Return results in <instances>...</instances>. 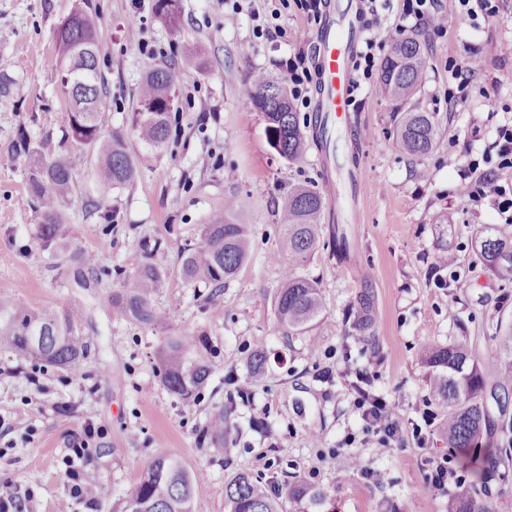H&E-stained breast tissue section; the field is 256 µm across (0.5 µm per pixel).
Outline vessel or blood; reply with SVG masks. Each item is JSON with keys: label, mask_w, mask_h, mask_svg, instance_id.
I'll list each match as a JSON object with an SVG mask.
<instances>
[{"label": "vessel or blood", "mask_w": 512, "mask_h": 512, "mask_svg": "<svg viewBox=\"0 0 512 512\" xmlns=\"http://www.w3.org/2000/svg\"><path fill=\"white\" fill-rule=\"evenodd\" d=\"M364 36L357 0H327L313 40L320 117L350 112L354 97L353 63Z\"/></svg>", "instance_id": "1"}]
</instances>
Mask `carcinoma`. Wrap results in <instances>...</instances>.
<instances>
[{"label": "carcinoma", "mask_w": 512, "mask_h": 512, "mask_svg": "<svg viewBox=\"0 0 512 512\" xmlns=\"http://www.w3.org/2000/svg\"><path fill=\"white\" fill-rule=\"evenodd\" d=\"M155 12L169 28H178L179 0H156ZM100 18L85 9L66 17L54 35L59 91L68 102V137L79 149L92 150L91 161L98 176V197L92 200L102 209L112 190L135 179L136 162L125 136L108 132L111 112L104 97L106 87L100 70L98 29ZM423 40L417 34L400 35L390 43V52L380 67L378 90L392 100L410 98L420 86L426 70ZM176 72L165 62L151 66L139 84L137 105L131 113L132 132L143 143L160 147L167 143L176 103ZM246 108L259 112L265 122L270 146L288 162L298 161L307 146L301 126L285 85L266 73L250 76ZM433 113H403L397 127L402 149L412 156L428 154L435 142ZM28 189L34 199L33 226L40 250L55 258L68 247L70 226L65 224L64 206L71 200L74 181L71 164L66 159L51 163L33 161L28 175ZM328 204L316 189L296 184L288 188L278 210L283 226L282 248L288 254L282 282L272 302L278 323L288 331L302 334L322 315L317 282L297 273L319 246V219ZM487 235L478 237L475 250L487 270L512 276V228L488 227ZM201 245L184 250L180 275L188 284L204 283L224 287L251 255L248 225L237 215L236 203L228 202L224 211L203 225ZM167 271L154 261L153 250L143 244L126 257V273L119 291L112 294V305L126 318L142 325H154L159 317L153 298L165 287ZM368 298L359 297L352 312L349 335L364 345L373 343V320L368 317ZM82 318L78 308L54 310L25 302L0 301V351L14 353L43 367L69 370L87 359L94 347V337L77 329ZM203 339L171 336L159 352L161 381L167 391L185 402L198 400L214 373L212 361L202 357ZM499 367L493 386H488L475 355L463 344L431 345L422 349L421 359L427 370L430 398L443 408L440 428L448 447L481 449L475 441L484 433L499 428L512 431V420H505L512 395V331L499 341ZM266 373V355L254 352L249 360L248 379L255 382ZM226 401L215 407L203 426V434L214 444L224 443V428L237 402L247 400L234 380ZM492 398L499 410L495 418L487 406ZM496 462L480 475L479 482L456 493L448 512H493L492 486L487 475H495ZM206 476L190 472L181 462L166 454L154 458L139 479L119 499L116 512H193V502ZM286 495L295 506L305 503L322 505L327 493L302 481L287 485ZM279 495L268 485L239 473L224 486V512H280Z\"/></svg>", "instance_id": "carcinoma-1"}]
</instances>
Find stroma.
<instances>
[{"label":"stroma","instance_id":"stroma-1","mask_svg":"<svg viewBox=\"0 0 512 512\" xmlns=\"http://www.w3.org/2000/svg\"><path fill=\"white\" fill-rule=\"evenodd\" d=\"M235 12L214 10L209 0H180L178 29L164 25L155 0H0V299L54 309L81 307V329L96 345L72 370L43 368L0 352V481L26 495L25 512H112L115 499L156 456L178 458L207 482L194 512H224V485L245 472L276 487L292 480L323 488L331 512H448L452 490L429 487L431 458L450 453L462 481L474 477L461 451H450L440 430L426 448L410 432L429 393L420 350L426 344H465L487 378L498 367L494 336L512 324V278L486 271L475 253L481 230L497 224L496 212L460 196L459 167L468 152L490 150L496 127L512 119V57L500 44L512 41V0L478 23L458 18L457 0H441L452 24L428 36V66L413 96L396 103L376 88L363 91L343 134V153L355 156L364 177L362 199L344 226L350 257L334 256L330 232L299 274L320 286L324 318L310 332L290 334L276 319L272 297L288 261L280 250L277 203L290 185L321 191L344 189L345 177L324 179L322 156L309 145L290 163L269 146L260 113L247 111L249 72L284 78L282 60L312 44L317 27L296 5L280 9L285 32L276 42L256 38L252 13H267L271 0H230ZM84 8L101 20L100 66L114 131L128 133L138 85L152 60L179 64L191 53L198 69L179 72L175 132L161 148L133 143L138 174L114 189L110 220L87 207L97 196L89 152H73L67 138L68 106L61 96L53 32L72 11ZM148 43L155 58L143 55ZM477 56L483 67L468 97L448 98L457 79L453 66ZM124 60L114 69L113 58ZM435 116L430 153H404L396 139L402 112ZM45 160L70 157L76 186L66 207L73 234L69 250L49 260L31 224L29 159L12 152L20 135ZM427 178H420V171ZM249 224V262L220 290L185 283L179 275L183 248L201 242V229L227 199ZM156 246L155 260L169 271V285L155 300L158 324L144 326L112 305L125 259L141 243ZM94 255L87 267L75 251ZM454 255L453 268L437 264ZM368 293L376 342L365 347L347 335L346 313ZM193 336L220 365L200 398L186 403L160 381L158 352L168 337ZM268 355V373L249 404L236 408L224 444L204 443L200 430L225 401L223 377L248 373L255 350ZM360 367L376 393L392 401L403 435L381 448L354 407L350 368ZM354 434L353 448L342 439ZM88 440L89 455L72 460L75 442ZM357 452L363 469L348 470ZM386 473L383 484L372 478ZM108 487L111 497L88 504L71 496L72 480Z\"/></svg>","mask_w":512,"mask_h":512}]
</instances>
